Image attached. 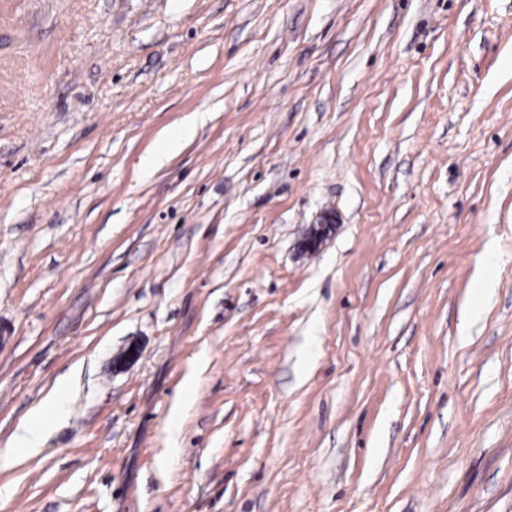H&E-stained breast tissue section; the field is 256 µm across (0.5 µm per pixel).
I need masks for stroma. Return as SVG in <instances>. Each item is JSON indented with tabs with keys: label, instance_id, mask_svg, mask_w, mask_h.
<instances>
[{
	"label": "stroma",
	"instance_id": "stroma-1",
	"mask_svg": "<svg viewBox=\"0 0 512 512\" xmlns=\"http://www.w3.org/2000/svg\"><path fill=\"white\" fill-rule=\"evenodd\" d=\"M67 376L0 512H512V0H0V449ZM195 129V121L190 120L169 132L163 144V150L149 156L143 166V170L151 171L166 158L177 153L192 137ZM333 224H336L335 215L330 212L323 214L320 217V221L311 226L304 240V247L307 250L316 249L330 233Z\"/></svg>",
	"mask_w": 512,
	"mask_h": 512
}]
</instances>
